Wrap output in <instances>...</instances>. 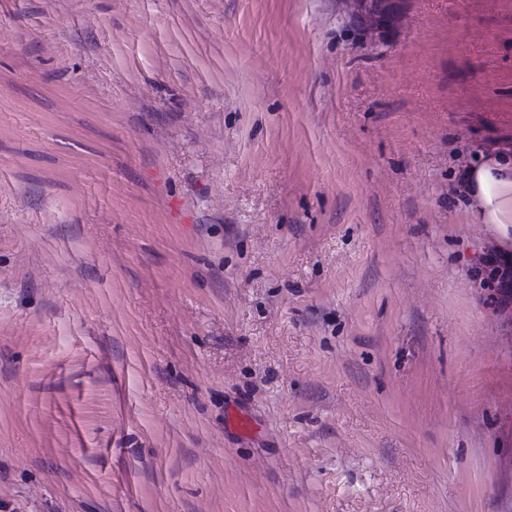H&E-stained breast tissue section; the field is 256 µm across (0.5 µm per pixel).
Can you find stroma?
<instances>
[{
  "label": "stroma",
  "instance_id": "obj_1",
  "mask_svg": "<svg viewBox=\"0 0 512 512\" xmlns=\"http://www.w3.org/2000/svg\"><path fill=\"white\" fill-rule=\"evenodd\" d=\"M0 0V512H512V0ZM473 224L512 226V153L480 157L463 173Z\"/></svg>",
  "mask_w": 512,
  "mask_h": 512
}]
</instances>
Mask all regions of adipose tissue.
Instances as JSON below:
<instances>
[{"label":"adipose tissue","instance_id":"ef3b65f1","mask_svg":"<svg viewBox=\"0 0 512 512\" xmlns=\"http://www.w3.org/2000/svg\"><path fill=\"white\" fill-rule=\"evenodd\" d=\"M475 224L512 226V153L478 158L463 173Z\"/></svg>","mask_w":512,"mask_h":512}]
</instances>
